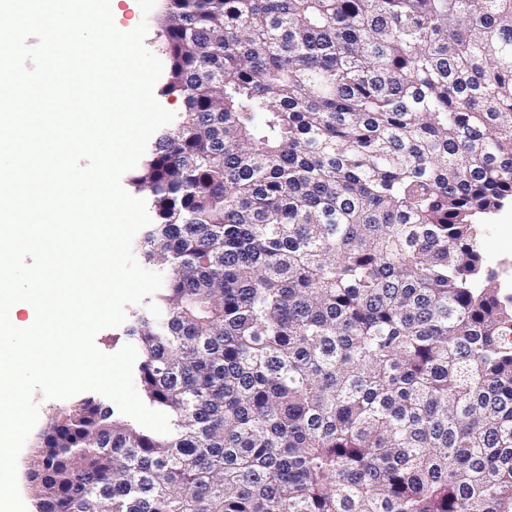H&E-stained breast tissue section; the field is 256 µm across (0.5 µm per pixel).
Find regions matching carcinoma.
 Wrapping results in <instances>:
<instances>
[{"label": "carcinoma", "instance_id": "carcinoma-1", "mask_svg": "<svg viewBox=\"0 0 512 512\" xmlns=\"http://www.w3.org/2000/svg\"><path fill=\"white\" fill-rule=\"evenodd\" d=\"M179 99L130 182L166 271L126 329L160 434L93 397L36 512H512V0H166ZM478 224L483 268L486 272L493 273V284L501 289L503 296H506V290L512 296V202H507L500 210L482 217ZM509 262L511 269H508Z\"/></svg>", "mask_w": 512, "mask_h": 512}]
</instances>
